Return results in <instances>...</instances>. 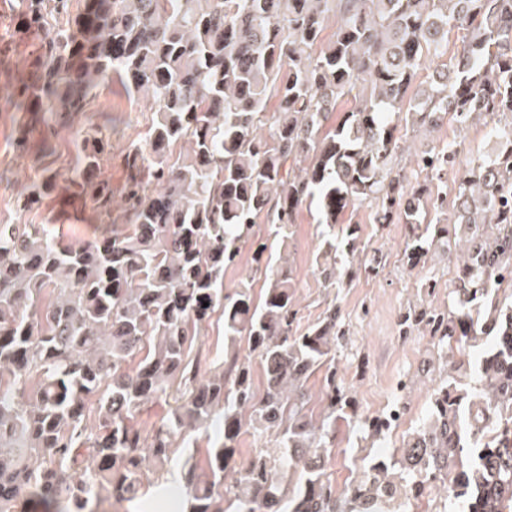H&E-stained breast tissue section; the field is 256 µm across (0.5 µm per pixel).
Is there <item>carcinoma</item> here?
I'll return each mask as SVG.
<instances>
[{
  "label": "carcinoma",
  "mask_w": 512,
  "mask_h": 512,
  "mask_svg": "<svg viewBox=\"0 0 512 512\" xmlns=\"http://www.w3.org/2000/svg\"><path fill=\"white\" fill-rule=\"evenodd\" d=\"M70 8L19 0L18 17L38 28ZM37 64L41 111L57 124L112 76L157 116L124 156L126 229L65 244L40 224H0V512L133 499L146 472L167 469L177 436L219 423L205 467L185 468L159 498L186 512H414L426 498L435 512H512V0H92L78 33L45 41ZM345 98L355 106L326 127ZM450 115L461 130L491 124L496 143L451 194L458 142L412 152L404 135ZM76 148L72 185L110 219L112 183L97 176L110 136L96 130ZM55 190L45 175L23 209ZM312 204L330 293L382 264L361 253L360 224L343 221L365 204L373 223L407 225L403 269L435 257L454 268L448 304L413 305L397 323L434 350L426 420L340 492L326 472L336 422L384 441L410 380L363 414L330 362L349 341L336 300L298 329L292 270L271 263L260 225L286 246ZM246 247L267 282L258 299L224 292ZM217 312L224 357L205 371L193 350ZM158 399L174 405L145 433L133 415ZM247 430L278 451L258 448L237 470Z\"/></svg>",
  "instance_id": "1"
}]
</instances>
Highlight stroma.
I'll return each mask as SVG.
<instances>
[{
    "instance_id": "1",
    "label": "stroma",
    "mask_w": 512,
    "mask_h": 512,
    "mask_svg": "<svg viewBox=\"0 0 512 512\" xmlns=\"http://www.w3.org/2000/svg\"><path fill=\"white\" fill-rule=\"evenodd\" d=\"M17 7L18 0H0V224H43L55 239L66 243H79L92 236L99 223L97 215L82 201L69 196L65 187L73 176L75 131L101 129L111 135L112 155L103 159L100 175L111 181L115 193L112 227L123 230L126 217L120 193L128 172L122 157L131 145L143 142L154 118L153 108L116 79L100 84L84 112L74 115L66 127L48 122L46 113L18 105L16 85L37 83L34 61L46 31L19 28ZM407 139L419 148L458 141L460 155L454 171L448 174L452 182L471 160L488 154L494 145L483 124L462 132L451 120L431 132L408 133ZM47 170L56 173L58 189L39 208L20 210L17 201L25 186L41 180ZM355 219L362 226L366 246L384 254L386 265L378 276H360L338 294L336 303L350 326L351 336L348 345L336 351V369L361 411L369 415L386 408L402 376L414 377L415 382L405 396L406 415L398 430L383 443L388 449L399 444L403 433L411 431L426 416L430 388L429 381L419 374L431 356L428 339L400 338L398 318L407 307L421 302H447L453 271L446 260H437V287L434 293H426L420 286L421 271H405L399 262L404 225L378 229L370 207L365 205L356 210ZM319 244L317 212L315 208L302 207L292 227L287 254L299 315L305 323L315 321L326 307V290L315 270ZM177 444L165 474L146 473L143 492L150 493L159 485L173 482L185 462L204 465L206 438L188 433L178 437ZM373 453V448L361 441L358 431L337 424L336 446L329 462L333 483L341 487L361 475Z\"/></svg>"
}]
</instances>
